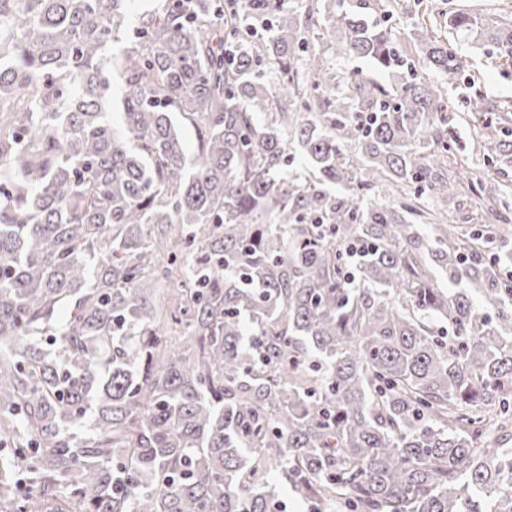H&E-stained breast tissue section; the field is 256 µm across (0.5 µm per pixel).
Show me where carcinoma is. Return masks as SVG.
Returning <instances> with one entry per match:
<instances>
[{
	"label": "carcinoma",
	"instance_id": "carcinoma-1",
	"mask_svg": "<svg viewBox=\"0 0 512 512\" xmlns=\"http://www.w3.org/2000/svg\"><path fill=\"white\" fill-rule=\"evenodd\" d=\"M131 2L0 0V512H275V475L310 512H512V189L436 222L466 70L436 31L512 58V25L460 8L410 55L386 0L130 33ZM472 111L512 167L509 106ZM336 68L346 76L352 72H359L360 77H364L366 79L372 78L380 83L388 82V78L383 74L377 73L368 61L354 60L345 57L337 59Z\"/></svg>",
	"mask_w": 512,
	"mask_h": 512
}]
</instances>
